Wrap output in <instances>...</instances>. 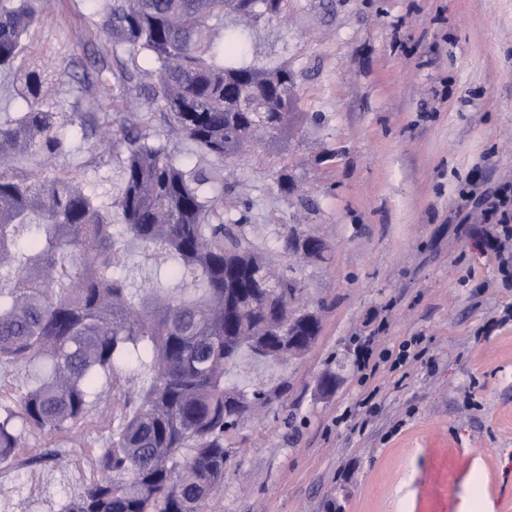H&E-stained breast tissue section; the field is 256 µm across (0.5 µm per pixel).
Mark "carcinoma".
<instances>
[{
	"mask_svg": "<svg viewBox=\"0 0 512 512\" xmlns=\"http://www.w3.org/2000/svg\"><path fill=\"white\" fill-rule=\"evenodd\" d=\"M284 2L103 0L99 29L113 49L144 55L148 100L163 104L176 137L226 162L287 126L294 101L287 68L224 63L241 38L226 21L256 27ZM43 8V0L0 3L1 71L17 66ZM54 94L45 70L27 67L13 94L20 112L0 126V365L44 367L19 396L0 395V465L27 433L81 423L101 379L134 361L152 381L107 432L101 476L62 512H207L224 483V434L270 401L263 390L224 385V376L245 348L258 359L288 354L299 284L221 220L206 195L220 172L188 168L124 126L112 135L125 154L112 201L123 223H112L77 179L50 166L71 144L66 119L46 108ZM244 101L266 111L257 118L240 110ZM17 155L36 167L14 173L6 161ZM127 236L169 264L170 286L118 272Z\"/></svg>",
	"mask_w": 512,
	"mask_h": 512,
	"instance_id": "cac0c4a2",
	"label": "carcinoma"
}]
</instances>
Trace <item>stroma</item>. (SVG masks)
I'll return each mask as SVG.
<instances>
[{"label":"stroma","mask_w":512,"mask_h":512,"mask_svg":"<svg viewBox=\"0 0 512 512\" xmlns=\"http://www.w3.org/2000/svg\"><path fill=\"white\" fill-rule=\"evenodd\" d=\"M90 0H54L22 42L24 64L54 71L56 109L76 116L75 151L57 161L103 204L121 184L100 128L137 112L150 141L211 168L171 140L163 114L121 77ZM246 63L285 65L293 116L283 133L223 166L212 196L318 312L300 358L242 351L225 377L271 401L224 438V491L210 512H512V260L491 243L476 194L512 182V0H287L244 37ZM288 174L296 191H283ZM298 232L326 241L325 260L282 246ZM420 359L366 374L359 345ZM337 374L327 396L317 380ZM106 434L97 412L68 432L34 434L24 459L58 449L66 468L0 466V504L60 512L96 466Z\"/></svg>","instance_id":"obj_1"}]
</instances>
